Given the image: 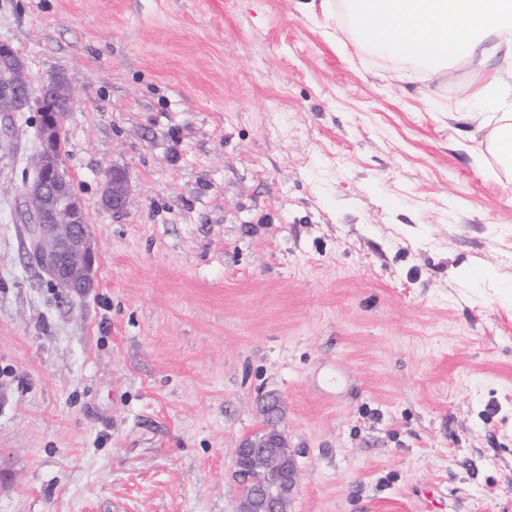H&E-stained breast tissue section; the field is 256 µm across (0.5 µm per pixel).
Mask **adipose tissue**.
<instances>
[{
    "instance_id": "adipose-tissue-1",
    "label": "adipose tissue",
    "mask_w": 512,
    "mask_h": 512,
    "mask_svg": "<svg viewBox=\"0 0 512 512\" xmlns=\"http://www.w3.org/2000/svg\"><path fill=\"white\" fill-rule=\"evenodd\" d=\"M336 15L342 33L388 59L479 78L457 88L463 119L488 131L473 160L512 175V0H337Z\"/></svg>"
}]
</instances>
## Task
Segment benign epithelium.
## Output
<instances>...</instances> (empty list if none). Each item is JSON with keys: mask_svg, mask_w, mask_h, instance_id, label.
Wrapping results in <instances>:
<instances>
[{"mask_svg": "<svg viewBox=\"0 0 512 512\" xmlns=\"http://www.w3.org/2000/svg\"><path fill=\"white\" fill-rule=\"evenodd\" d=\"M63 81L41 85L32 96V78L24 61L7 42L0 41V114L39 113L40 148L33 163V179L22 188L25 229L29 240L27 257L37 269L63 285L66 294H80L93 286L97 251L90 233L87 213L81 197L62 167L58 152L61 137V97ZM105 207L118 218L125 210L128 185L125 173L117 168L104 173ZM285 443L272 429L263 435L243 439L235 450V473L243 476L241 462L262 458L276 463L280 480L262 488L265 512H286L287 503L296 495L299 471L294 460L281 448Z\"/></svg>", "mask_w": 512, "mask_h": 512, "instance_id": "benign-epithelium-1", "label": "benign epithelium"}]
</instances>
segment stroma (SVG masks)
Wrapping results in <instances>:
<instances>
[{
  "instance_id": "1",
  "label": "stroma",
  "mask_w": 512,
  "mask_h": 512,
  "mask_svg": "<svg viewBox=\"0 0 512 512\" xmlns=\"http://www.w3.org/2000/svg\"><path fill=\"white\" fill-rule=\"evenodd\" d=\"M319 0H0L95 286L28 261L37 115L0 139V512H236L280 412L289 512H512V179L458 74L381 65ZM129 179L124 214L101 175ZM336 363L329 400L312 385Z\"/></svg>"
}]
</instances>
